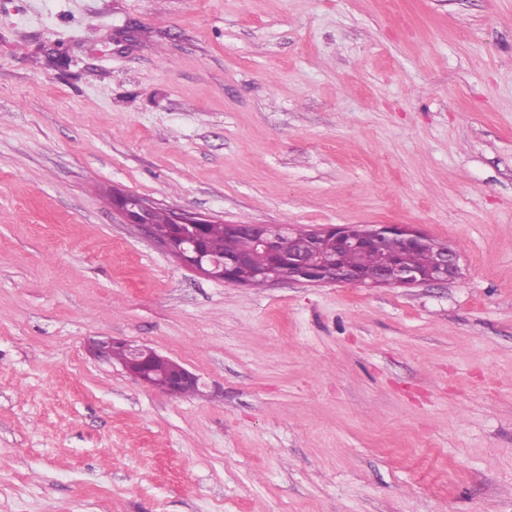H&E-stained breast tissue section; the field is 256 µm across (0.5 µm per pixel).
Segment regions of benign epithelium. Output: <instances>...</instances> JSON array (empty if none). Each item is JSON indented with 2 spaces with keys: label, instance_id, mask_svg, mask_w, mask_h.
Here are the masks:
<instances>
[{
  "label": "benign epithelium",
  "instance_id": "1",
  "mask_svg": "<svg viewBox=\"0 0 512 512\" xmlns=\"http://www.w3.org/2000/svg\"><path fill=\"white\" fill-rule=\"evenodd\" d=\"M114 207L123 216L125 223L143 231L148 237L174 255L185 267L209 278L234 282L236 267L250 261L247 255L213 257L203 250L204 233L211 220L185 213H170L172 229H158L152 222L155 207L146 199L133 194L122 193L114 197ZM234 233L247 234L252 238L258 252L274 257L271 264H262L255 270L258 278L267 283L283 279L307 284L342 283L369 287L411 288L420 285L454 282L461 278L459 253L446 243L437 242L425 233L410 226L401 227L402 239L411 246L431 245L436 248L435 265L428 275L407 267L394 268L395 277H380L376 281H366L361 272L341 262L338 254H328L320 250L322 234L329 231L336 235L342 249L365 251L381 248L388 226L364 225L355 234L347 226L336 225L325 230H313L307 234L293 232L290 224H228ZM293 247L288 251V266L279 260L284 243ZM127 357L121 361L126 371L141 382L173 396L183 395V389L198 382L197 376L182 367L178 374L164 384L150 379V364L154 351L137 344H126Z\"/></svg>",
  "mask_w": 512,
  "mask_h": 512
}]
</instances>
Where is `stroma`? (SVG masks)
I'll return each mask as SVG.
<instances>
[{
    "label": "stroma",
    "mask_w": 512,
    "mask_h": 512,
    "mask_svg": "<svg viewBox=\"0 0 512 512\" xmlns=\"http://www.w3.org/2000/svg\"><path fill=\"white\" fill-rule=\"evenodd\" d=\"M127 192L462 277L228 284ZM0 512H512V0H0ZM125 345L127 348V357L124 360H117L120 361V363L124 366L126 371L129 374H131L134 378L140 380L141 382L151 387L159 389L173 396H181L184 394H188L196 389V386H193L185 389V391L183 392V389L186 386L196 384L198 382V378L194 373H192L182 365L178 374L171 380L167 381L165 384H158L152 381L149 376V367L153 359L152 355L155 353V356L164 358L165 356H162L155 352L154 350L143 347L141 345L129 343H125Z\"/></svg>",
    "instance_id": "1"
}]
</instances>
